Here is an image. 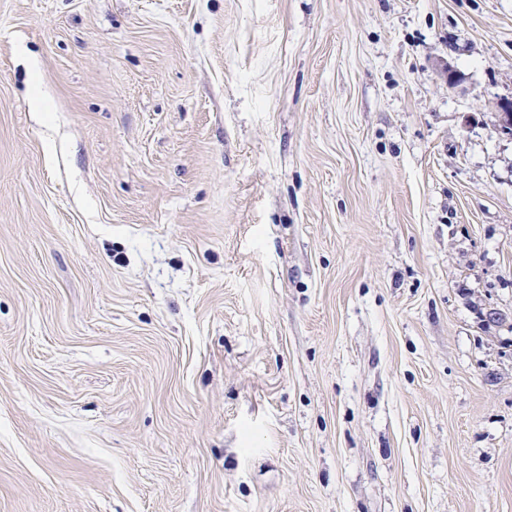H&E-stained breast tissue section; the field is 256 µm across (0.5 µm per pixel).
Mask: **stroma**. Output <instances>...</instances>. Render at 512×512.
I'll list each match as a JSON object with an SVG mask.
<instances>
[{"label":"stroma","instance_id":"35a3bbf8","mask_svg":"<svg viewBox=\"0 0 512 512\" xmlns=\"http://www.w3.org/2000/svg\"><path fill=\"white\" fill-rule=\"evenodd\" d=\"M507 96L512 0H0V512H512Z\"/></svg>","mask_w":512,"mask_h":512}]
</instances>
